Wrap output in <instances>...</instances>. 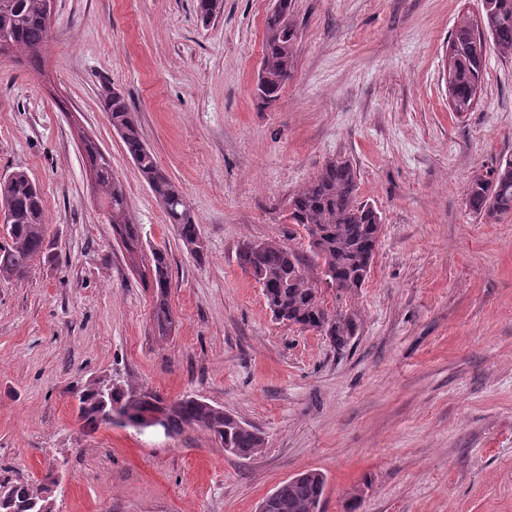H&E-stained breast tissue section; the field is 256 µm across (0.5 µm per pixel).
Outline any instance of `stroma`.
<instances>
[{"mask_svg": "<svg viewBox=\"0 0 512 512\" xmlns=\"http://www.w3.org/2000/svg\"><path fill=\"white\" fill-rule=\"evenodd\" d=\"M274 0H55L40 68L0 56V176L39 186L53 260L0 279V478L61 472L60 512H255L317 469L325 512H512V215L472 213L475 170L512 157V59L489 51L473 111L449 106L446 49L482 0H293L292 78L254 96ZM124 94L143 139L183 187L204 259L176 229L101 99ZM124 183L141 255L167 251L173 324L112 234L82 137ZM357 167L382 215L350 345L276 322L238 264L243 241L305 232L288 197L328 159ZM118 376L193 394L259 429L263 451L226 454L202 430H89L72 392Z\"/></svg>", "mask_w": 512, "mask_h": 512, "instance_id": "stroma-1", "label": "stroma"}]
</instances>
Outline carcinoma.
Masks as SVG:
<instances>
[{
	"instance_id": "obj_1",
	"label": "carcinoma",
	"mask_w": 512,
	"mask_h": 512,
	"mask_svg": "<svg viewBox=\"0 0 512 512\" xmlns=\"http://www.w3.org/2000/svg\"><path fill=\"white\" fill-rule=\"evenodd\" d=\"M479 20H461L451 33L455 69L452 89L456 107L462 114L473 109V93L482 87L486 74L487 45L503 58H512V0H488ZM0 32L8 35V52H20L31 65L39 63L49 40L50 22L42 10V0H0ZM298 48V31L293 20L292 0H275L264 22L263 72L257 86L260 106L276 103L282 87L292 77ZM103 110L112 128L163 207L184 247L195 257L204 254L199 224L183 188L159 164L144 142L134 112L124 95L103 98ZM96 185L104 195L113 236L124 247L141 248L139 225L133 221L123 182L112 174L108 156L90 139L83 140ZM359 174L348 161L329 159L317 175L288 200L289 220L303 228L308 250L298 251L277 240L245 242L240 247V266L260 284L262 295L275 320L313 330L329 340L337 350L346 348L361 325L355 310L329 309L319 285L336 288L337 294H354L366 282L382 233V216L359 198ZM466 204L487 223H496L512 214V158H502L475 171L466 186ZM0 207L6 223L0 225V278L21 279L37 258H49L47 218L40 190L23 171L0 180ZM148 274L141 276L153 289V320L159 334L172 325L168 295L170 264L162 250L152 252ZM77 417L86 428L112 427L114 410L126 416L127 426L142 418L149 407L165 412L169 433L180 436L188 430L207 432L224 452L250 460L265 447L261 432L240 421L224 408L193 395L169 399L151 389L129 383H114L108 389L95 382L76 394ZM327 478L319 470H309L277 485L264 498V512H323ZM56 512V499L48 495L41 481H17L0 485V512Z\"/></svg>"
}]
</instances>
